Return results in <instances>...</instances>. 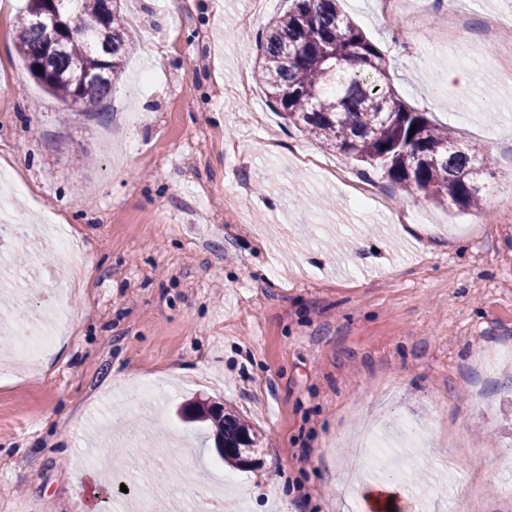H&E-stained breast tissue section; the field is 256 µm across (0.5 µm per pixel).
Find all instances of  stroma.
I'll list each match as a JSON object with an SVG mask.
<instances>
[{
  "mask_svg": "<svg viewBox=\"0 0 512 512\" xmlns=\"http://www.w3.org/2000/svg\"><path fill=\"white\" fill-rule=\"evenodd\" d=\"M25 5L0 0V169L29 227L18 243L0 227V316L58 306L72 325L25 365L0 346V512H79L76 473L104 449L117 487L100 512L124 492L164 512V467L119 489L144 433L200 493L232 478L223 512H357L337 487L399 464L429 512H512V80L479 35L494 15L512 42V0H411L398 19L342 2L401 99L492 157L479 211L365 172L289 126L262 85L236 94L288 0H123L136 41L102 119L28 77ZM452 9L471 22L450 34ZM44 215L85 241L81 275L55 262ZM193 402L249 424V465L183 420Z\"/></svg>",
  "mask_w": 512,
  "mask_h": 512,
  "instance_id": "1",
  "label": "stroma"
}]
</instances>
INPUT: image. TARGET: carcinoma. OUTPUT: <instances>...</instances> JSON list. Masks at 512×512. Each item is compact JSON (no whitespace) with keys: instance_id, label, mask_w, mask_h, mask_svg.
<instances>
[{"instance_id":"carcinoma-1","label":"carcinoma","mask_w":512,"mask_h":512,"mask_svg":"<svg viewBox=\"0 0 512 512\" xmlns=\"http://www.w3.org/2000/svg\"><path fill=\"white\" fill-rule=\"evenodd\" d=\"M48 0H28L16 48L31 78L68 106L94 113L112 91L129 30L119 0L95 27L103 0H71L62 15V49L46 55L45 30L32 22ZM257 81L283 119L316 140L380 169L403 189L440 204L476 208L488 156L463 148L448 128L406 105L391 87L385 55L340 8V0H291L262 31ZM105 69L110 78L76 76ZM416 132H410L411 126ZM225 462L243 466L254 446L249 425L224 407L205 412Z\"/></svg>"}]
</instances>
